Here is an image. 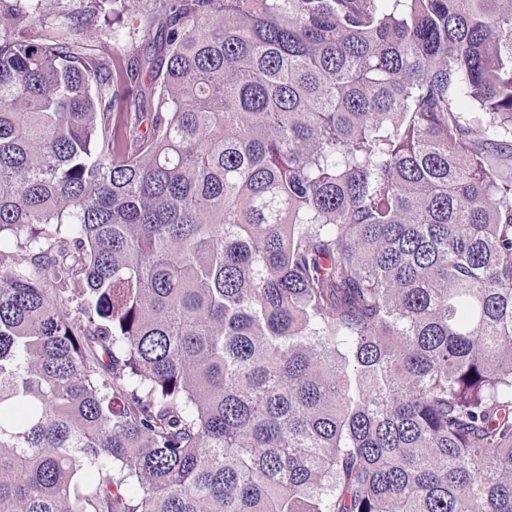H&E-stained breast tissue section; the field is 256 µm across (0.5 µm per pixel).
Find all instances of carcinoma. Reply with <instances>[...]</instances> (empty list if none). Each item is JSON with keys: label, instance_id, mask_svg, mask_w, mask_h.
Segmentation results:
<instances>
[{"label": "carcinoma", "instance_id": "carcinoma-1", "mask_svg": "<svg viewBox=\"0 0 512 512\" xmlns=\"http://www.w3.org/2000/svg\"><path fill=\"white\" fill-rule=\"evenodd\" d=\"M0 11V512H512V0ZM87 0H50L45 2L44 11L34 27L36 30L41 26H52V24L63 19L65 16H77L83 14L87 9ZM101 24L102 22H96L92 26L84 27L80 37L106 55L118 52L124 68H128V71L132 69L133 73L135 69L139 70L144 55L149 52L152 54L160 41L159 21H155L150 28L140 29L133 39L125 37L119 43L110 39L108 32L104 31Z\"/></svg>", "mask_w": 512, "mask_h": 512}]
</instances>
